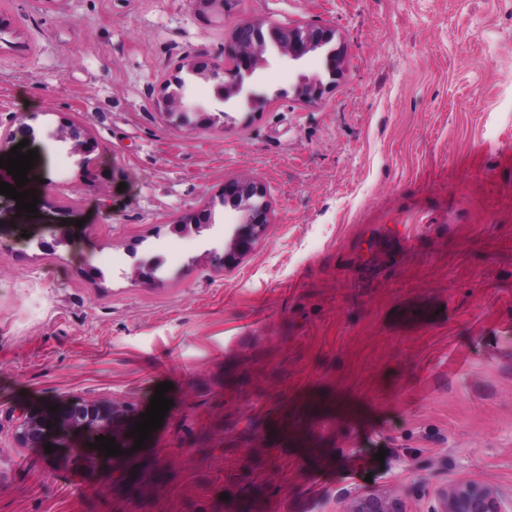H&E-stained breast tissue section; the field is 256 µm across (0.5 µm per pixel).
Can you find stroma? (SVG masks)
Instances as JSON below:
<instances>
[{
	"label": "stroma",
	"instance_id": "1",
	"mask_svg": "<svg viewBox=\"0 0 512 512\" xmlns=\"http://www.w3.org/2000/svg\"><path fill=\"white\" fill-rule=\"evenodd\" d=\"M243 20L334 28V87L292 96L325 54L271 49L256 102L198 76L184 104L227 117L176 125L162 82ZM21 117L39 203L0 195V512H338L393 487L432 512L451 482L512 490V0H0V130ZM66 119L95 151L58 138ZM236 178L269 224L223 266ZM210 205L212 228L170 232ZM65 220L76 238L42 250ZM164 382L140 449L16 438L48 403L139 419Z\"/></svg>",
	"mask_w": 512,
	"mask_h": 512
}]
</instances>
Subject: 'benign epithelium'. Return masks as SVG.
I'll return each mask as SVG.
<instances>
[{"instance_id":"obj_1","label":"benign epithelium","mask_w":512,"mask_h":512,"mask_svg":"<svg viewBox=\"0 0 512 512\" xmlns=\"http://www.w3.org/2000/svg\"><path fill=\"white\" fill-rule=\"evenodd\" d=\"M240 28L251 37L250 48L244 50L237 41H232L227 53L237 56V65L227 68L224 62L215 58H201L188 65H178L163 83L162 101L166 112L184 110L182 99L172 97L169 86L178 84V77L184 68L194 73L219 81L218 91L227 96L239 94L244 90L247 81L256 76L257 69L264 62L261 42L264 37L274 30H280L288 36V41L277 45L280 55L291 61L299 62L313 52L316 47H328L327 74L328 80L317 75H302L299 78L296 92L306 99H317L329 91L340 72V51L331 47L335 41L336 32L329 26L287 25L271 26L264 30L258 24L244 20ZM255 193L263 194L260 184L248 180L232 179L224 184L221 196L226 199ZM268 221V210L247 212L234 230L230 243L224 253L214 256L219 264L228 265L237 256L246 252L256 239L263 234ZM69 240V228L58 224L51 228V240L41 241L40 248L53 251L61 242ZM54 414L44 406L27 412L18 425L17 437L26 447H40L46 438L48 421L54 419ZM127 408L118 403L102 406L80 401L71 402L65 412L58 418L56 426L64 432H77L84 435L87 442L96 443L99 435L115 438V443L121 449H126L131 430L127 421ZM341 512H405L404 499L401 492L391 488L383 493L349 494L343 498ZM433 512H512V492L506 493L500 488L476 480H464L447 484L437 492V506Z\"/></svg>"}]
</instances>
